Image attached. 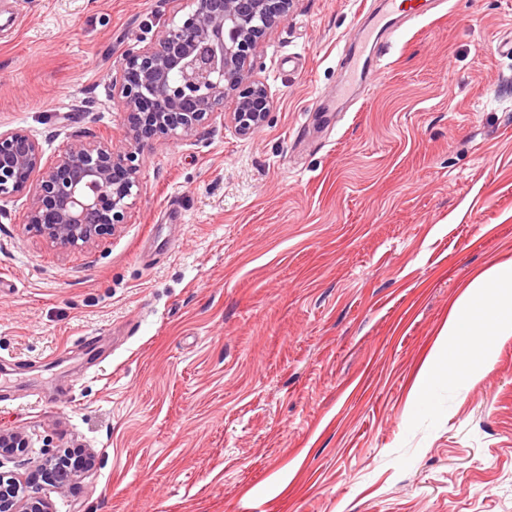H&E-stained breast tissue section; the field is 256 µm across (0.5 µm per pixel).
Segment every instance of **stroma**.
I'll list each match as a JSON object with an SVG mask.
<instances>
[{
    "label": "stroma",
    "mask_w": 512,
    "mask_h": 512,
    "mask_svg": "<svg viewBox=\"0 0 512 512\" xmlns=\"http://www.w3.org/2000/svg\"><path fill=\"white\" fill-rule=\"evenodd\" d=\"M295 0L268 121L142 147L128 221L82 249L0 206V430L92 451L54 512H512V337L412 388L512 259V0H445L337 105L364 6ZM187 0H0V129L45 159L122 136L110 78Z\"/></svg>",
    "instance_id": "35a3bbf8"
}]
</instances>
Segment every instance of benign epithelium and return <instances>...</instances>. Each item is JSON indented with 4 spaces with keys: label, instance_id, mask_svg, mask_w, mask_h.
I'll return each instance as SVG.
<instances>
[{
    "label": "benign epithelium",
    "instance_id": "1",
    "mask_svg": "<svg viewBox=\"0 0 512 512\" xmlns=\"http://www.w3.org/2000/svg\"><path fill=\"white\" fill-rule=\"evenodd\" d=\"M293 0H189L156 42L128 50L110 83L126 124L122 139L92 140L83 132L52 161L28 131L0 130V202L28 197L26 224L52 245L79 248L127 223L139 191L141 147L188 140L216 121L241 136L260 130L272 109L254 59L268 32L288 17ZM232 110L224 113V103ZM21 431H0V461L28 447ZM95 466L49 454L35 475L58 490ZM29 478L0 470V512H52L49 500L27 493Z\"/></svg>",
    "mask_w": 512,
    "mask_h": 512
}]
</instances>
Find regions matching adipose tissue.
Returning <instances> with one entry per match:
<instances>
[{"mask_svg":"<svg viewBox=\"0 0 512 512\" xmlns=\"http://www.w3.org/2000/svg\"><path fill=\"white\" fill-rule=\"evenodd\" d=\"M512 335V260L492 264L467 285L442 329L445 342L423 371L415 387L416 401H424L436 376L455 378L460 370L457 353L448 351L451 342L467 345L470 356L488 361L486 336Z\"/></svg>","mask_w":512,"mask_h":512,"instance_id":"ef3b65f1","label":"adipose tissue"}]
</instances>
